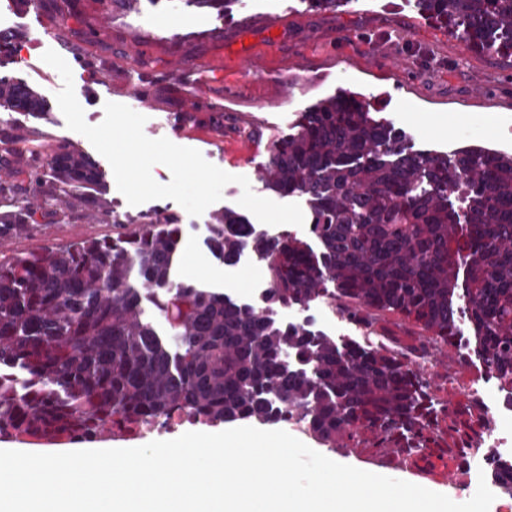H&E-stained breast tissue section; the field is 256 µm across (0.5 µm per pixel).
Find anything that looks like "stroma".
Returning a JSON list of instances; mask_svg holds the SVG:
<instances>
[{
	"mask_svg": "<svg viewBox=\"0 0 512 512\" xmlns=\"http://www.w3.org/2000/svg\"><path fill=\"white\" fill-rule=\"evenodd\" d=\"M75 2L76 9L63 20L43 4L32 9L18 0H0V16L7 19L1 30L34 59L52 49L66 60L88 124L103 121L105 103L127 105L146 116L148 138L164 137L199 150L223 171L247 177L261 197L270 192L258 170L275 141L290 132L298 112L340 88L366 96L422 149L447 150L453 126L460 145L501 150L505 144L497 131L512 126V58L478 53L459 34L420 18L414 0H345L334 10L309 8L305 0H235L231 16L222 19L212 9L188 8L181 0H142L135 11L116 4L107 17L97 12L93 0ZM138 50L149 65L132 66L130 57ZM246 57L262 69V76H243ZM188 69L194 72L191 85L183 78ZM0 77L32 86L48 103L45 113L16 114L0 124V152L10 137L45 138L94 154L87 138L66 126L56 100L63 81L53 67L32 74L8 58L0 61ZM98 164L105 194L79 189L63 207H39L25 234L0 237V256L78 237H112L123 224L171 215L184 228L175 279L259 302L267 280L264 265L246 256L235 267L224 266L205 245L212 216L237 208L238 184L226 185L220 201L193 217L170 199L129 205L109 162L102 158ZM364 335L375 348L408 351L412 368L430 380L439 410L468 406L476 423H483L487 408L475 389L496 387L498 381L484 374L473 349L458 344L434 347L423 357L412 354L416 328L389 312L378 314L372 326L354 331L352 338ZM203 429V424L179 420L136 435L104 438L100 444L138 447ZM457 446L455 433H448L432 463L399 472V479L457 503L468 501L472 491L456 490L440 479ZM386 455L367 434L332 453L341 463L380 475L387 472Z\"/></svg>",
	"mask_w": 512,
	"mask_h": 512,
	"instance_id": "1",
	"label": "stroma"
}]
</instances>
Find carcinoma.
Returning a JSON list of instances; mask_svg holds the SVG:
<instances>
[{
	"label": "carcinoma",
	"mask_w": 512,
	"mask_h": 512,
	"mask_svg": "<svg viewBox=\"0 0 512 512\" xmlns=\"http://www.w3.org/2000/svg\"><path fill=\"white\" fill-rule=\"evenodd\" d=\"M422 15L476 51L512 52V0H417ZM7 115L47 108L33 88L0 78ZM24 154L31 192L65 204L101 185L80 151L42 142ZM262 180L308 205L311 246L259 232L243 214L212 217L207 245L226 266L247 249L266 263L267 305L243 303L172 278L182 226L158 215L114 238H77L0 258V439L92 442L135 434L175 417L218 425L277 423L300 411L330 449L369 431L411 460L446 432L430 382L397 353L282 324L272 308H304L330 295L349 318L395 312L421 330L420 349L452 345L454 297H463L476 353L512 385V154L467 145L420 151L360 93L344 90L302 113L274 143ZM464 183L465 212L450 198ZM468 263L459 284L461 224ZM334 285L329 289L328 285ZM148 300L174 346L144 318ZM469 410L461 453L474 429Z\"/></svg>",
	"instance_id": "cac0c4a2"
}]
</instances>
